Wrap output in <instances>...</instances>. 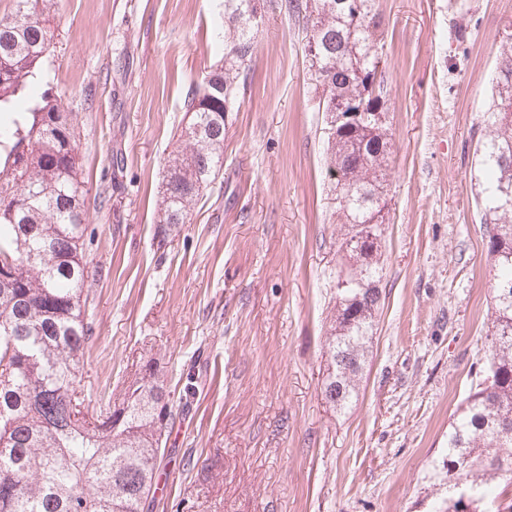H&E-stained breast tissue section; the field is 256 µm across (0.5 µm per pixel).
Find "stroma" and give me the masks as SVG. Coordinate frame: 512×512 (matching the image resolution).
Instances as JSON below:
<instances>
[{
    "label": "stroma",
    "mask_w": 512,
    "mask_h": 512,
    "mask_svg": "<svg viewBox=\"0 0 512 512\" xmlns=\"http://www.w3.org/2000/svg\"><path fill=\"white\" fill-rule=\"evenodd\" d=\"M45 65L76 115L92 406L158 363L174 395L153 512H436L484 360L494 267L475 153L512 0H376L388 78L385 300L358 398L322 395L340 252L301 30L270 12L190 223L158 228L224 0H63Z\"/></svg>",
    "instance_id": "obj_1"
}]
</instances>
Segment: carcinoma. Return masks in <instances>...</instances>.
Listing matches in <instances>:
<instances>
[{
    "instance_id": "cac0c4a2",
    "label": "carcinoma",
    "mask_w": 512,
    "mask_h": 512,
    "mask_svg": "<svg viewBox=\"0 0 512 512\" xmlns=\"http://www.w3.org/2000/svg\"><path fill=\"white\" fill-rule=\"evenodd\" d=\"M254 0H224L221 59L186 93L191 114L163 180L162 224H188L203 189L219 177L226 113L244 96L266 12ZM340 0H278L279 12L302 25L314 79L338 84L322 97H379L348 76H367L383 55L375 0L354 14ZM61 0H13L0 17V512H148L155 500L164 437L173 424L170 391L148 360L122 400L94 412L85 406L81 359L91 340L84 293L85 195L72 112L45 83L41 62L55 39ZM492 102L476 154L485 187L481 224L494 261L489 353L483 380L448 424V486L473 498L463 507L448 491L438 512H512V35L501 43ZM324 117V171L343 221L339 250L359 262L338 276L327 343L323 396L339 411L357 399L382 293L381 253L372 223L387 204V128L334 127Z\"/></svg>"
}]
</instances>
